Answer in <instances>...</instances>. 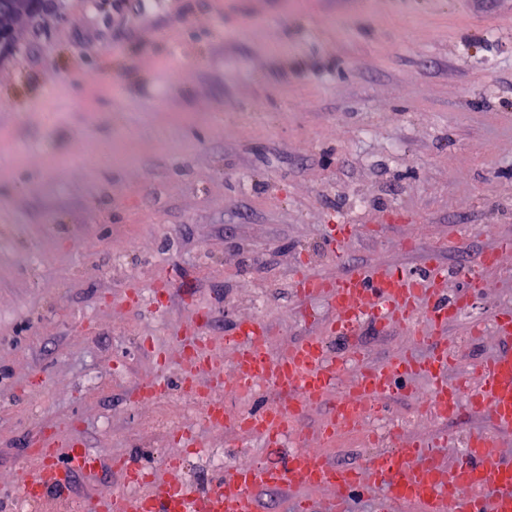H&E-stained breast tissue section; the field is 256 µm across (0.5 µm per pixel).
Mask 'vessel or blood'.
Returning <instances> with one entry per match:
<instances>
[{
	"instance_id": "b4317fda",
	"label": "vessel or blood",
	"mask_w": 512,
	"mask_h": 512,
	"mask_svg": "<svg viewBox=\"0 0 512 512\" xmlns=\"http://www.w3.org/2000/svg\"><path fill=\"white\" fill-rule=\"evenodd\" d=\"M512 251V242H503L499 251L485 253L459 268V276L475 280L484 265ZM442 265L429 263L423 271L411 273L399 267L377 270L357 269L340 277L300 273L296 279L301 322L317 319L314 301L322 300L335 309L332 331L349 334L355 324L371 316L385 323L406 324L409 335H420V321L438 324L461 322L462 334H479L480 321L462 323L460 300H435L428 284L442 280ZM224 344L235 352L232 379L216 375L217 384L226 385L225 396L206 395L205 418L210 427L230 429L257 439L266 448L288 451L287 467L251 460L237 464L230 475L235 486L226 495L223 485L204 490L189 482L173 479L157 494L129 500L116 491L103 502L100 512H258L257 495L283 486L297 489L331 487L336 498L333 512H354L353 505L363 494L364 470H371L382 487L375 512H512V462L502 448L504 433L512 431V352H495L479 363L481 383L470 389L468 375L446 380L443 372L451 360L444 347L429 354L408 351L369 369L354 391L341 389L347 360L328 358L319 337L305 336L290 343L286 355L272 357L265 348L262 324L242 321ZM415 378L427 381L430 417L427 434L414 439L407 448H384L371 455L365 465L331 463L315 451L301 447L297 422L310 408L330 403V419L318 428L321 442L335 440L337 423L355 431L369 403L382 401ZM272 391L276 401H263L258 408L242 414L231 413L226 396L261 397ZM488 414L491 425L470 431L464 438L457 463L443 472L439 450L448 443L443 424L455 422L461 408ZM41 469L36 481L18 480L17 488L27 499H41L49 487L68 483L79 474L96 473L101 466L98 453L86 448L61 455L55 444L42 443L36 449Z\"/></svg>"
}]
</instances>
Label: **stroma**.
Masks as SVG:
<instances>
[{"label":"stroma","mask_w":512,"mask_h":512,"mask_svg":"<svg viewBox=\"0 0 512 512\" xmlns=\"http://www.w3.org/2000/svg\"><path fill=\"white\" fill-rule=\"evenodd\" d=\"M58 0L20 33L0 65V486L38 470L44 436L105 461L45 493L99 501L124 486L112 462L213 487L250 447L190 413L210 387L181 339L231 368L224 337L244 317L265 327L272 354L310 334L330 357L349 343L379 362L411 346L402 324L365 320L330 334L335 314L297 320L301 272L341 277L365 266L414 272L428 255L448 269L436 297H462L463 317L512 311V261L477 283L456 267L512 239V0ZM95 142L96 155L73 144ZM336 224L374 227L336 253ZM426 227L407 244L408 228ZM161 291L158 307L145 304ZM424 343L473 371L502 345L425 323ZM167 358L168 395L138 402ZM416 379L379 404L392 445L425 432ZM327 405L309 410L303 445L355 465L373 454L372 425L318 442ZM187 427L222 452L217 468L185 454ZM182 457L179 472L165 470ZM327 512L333 490L261 492V512L297 498Z\"/></svg>","instance_id":"1"}]
</instances>
